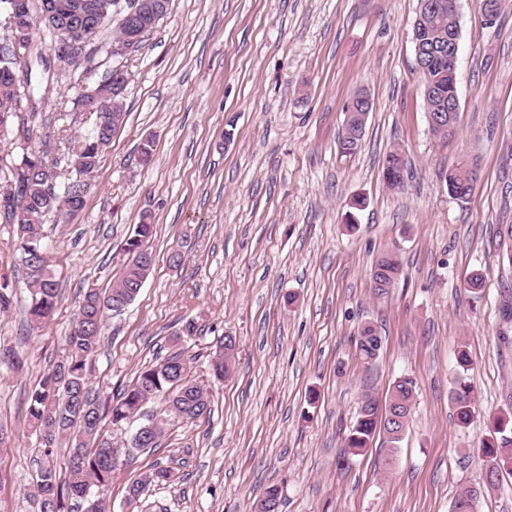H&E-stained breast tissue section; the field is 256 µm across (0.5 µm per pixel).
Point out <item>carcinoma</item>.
<instances>
[{"instance_id": "carcinoma-1", "label": "carcinoma", "mask_w": 512, "mask_h": 512, "mask_svg": "<svg viewBox=\"0 0 512 512\" xmlns=\"http://www.w3.org/2000/svg\"><path fill=\"white\" fill-rule=\"evenodd\" d=\"M17 3L26 19L27 30L34 43L28 60L20 64L10 55L0 56V128H9L19 121L18 131L33 138L37 113L29 110L21 115L17 110L19 99L36 97L42 85L38 75L42 74L45 62L42 58V35H47L53 44L66 38L81 37V20L72 17L68 21L58 20L53 26H45L44 13L52 0H0V15L5 6ZM97 4L100 24L90 32L92 53L83 58H74L64 71L77 75V83L97 88L99 78L88 69L94 57L105 52V42L97 40L106 26L115 24L112 42H122L129 29L123 23L127 0H89ZM436 0H418V12L424 19L414 21L413 43L420 49V57L432 60L428 73L422 79L434 86L433 94L424 100L428 112L448 113V93L456 91L457 81L448 73V61L436 62L434 58L448 51V35L459 33V18L448 12L436 13L430 5ZM129 82L127 72H122L121 86L108 89L102 97L86 95L73 99L77 109L85 104L96 105L108 111L109 125L94 128L88 136L63 137L61 148L54 150L44 144L36 155L23 159L18 155L6 168L0 167V175L12 191V202L5 206L7 223L16 226L19 242L20 262L25 273V285L29 292L27 328L33 332L50 317L57 303L58 288L53 270L46 256L44 221L51 214L74 216L85 206L87 183L84 176L92 173L98 165L100 155L109 145L119 125L126 116L124 91ZM364 127L360 126L352 112L346 113V127L339 143L344 155H352L361 147ZM79 160L72 177L57 196L46 197L44 177L54 164L67 155ZM404 161L399 152L387 154L383 177L392 189L403 186ZM476 163L473 161L452 168L445 175L450 194L463 199L472 189L476 178ZM155 225L143 217L136 225L133 235L122 246L126 256L122 272L112 288L104 293H87L79 306L75 324L67 336V352L53 370L44 375L28 396L27 419L35 435L46 428L52 429L53 442L38 443L37 468L32 473L34 512H73L85 493L105 492L112 479V471L118 461V450L112 447V438L103 429V420L109 419L112 426L121 428L141 415L144 406L159 396L167 398L168 415L179 420L194 421L209 411V402L203 388L189 378V361L184 352L173 353L161 361L140 370L133 383L105 403L90 383L88 364L97 355L104 335L107 315H117L137 297L152 266L153 254L148 243L154 234ZM400 274V263L394 252L381 256L372 269V288L376 295L389 293ZM236 348L231 337H224L219 351L213 356L210 372L218 380L224 379L232 367ZM381 349V340L373 328L363 327L355 341L356 356L365 363L374 361ZM456 366L448 389V401L453 416L460 427L469 426L477 412L474 389L468 381L472 360L465 349L459 346L455 356ZM413 399V381L409 378L396 380L388 390L385 409H380L377 398L367 395L362 401L356 423L344 440V448L351 455H358L371 447L374 440H382L384 462L393 463L398 445L403 439ZM164 418H152L151 437L145 442L132 438L131 445L137 448H156L162 435ZM67 443L72 448L69 469L66 475L59 474L55 455L59 445ZM486 462L484 484L465 487L459 491L452 506L470 502V512H477V504L484 493L497 489L503 473H512V413L493 418L489 437L481 447L474 449ZM171 471L159 467L140 476L129 486L128 499L136 502L146 486L160 485L170 481Z\"/></svg>"}]
</instances>
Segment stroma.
<instances>
[{
  "mask_svg": "<svg viewBox=\"0 0 512 512\" xmlns=\"http://www.w3.org/2000/svg\"><path fill=\"white\" fill-rule=\"evenodd\" d=\"M417 11L418 0H171L138 49L94 58L97 71L129 72L127 115L84 210L44 226L59 284L52 317L28 333L21 282L0 309V349L25 359L19 370L0 365V424L12 431L0 443V512H31L28 394L62 359L86 292L111 288L146 216L157 226L154 267L134 302L108 316L91 383L101 397L119 393L180 349L211 413L168 421L144 451L130 447L137 422L114 431L110 512H251L271 485L280 512H450L462 487L482 481L473 450L512 406V321L502 316L512 301L502 235L512 224V0L491 28L477 0H460L459 120L445 139L428 127ZM360 91L372 109L360 150L345 157V110ZM74 96L70 74L58 73L34 147L93 130ZM395 149L399 190L382 175ZM465 157L479 176L461 200L444 175ZM392 248L402 271L378 297L371 267ZM476 271L478 294L465 287ZM366 325L382 340L369 364L354 344ZM227 334L238 349L217 381L209 364ZM461 342L479 408L465 428L448 403ZM400 376L416 387L395 466L384 469L375 446L344 455L363 398H384ZM158 467L173 482L127 507L131 482Z\"/></svg>",
  "mask_w": 512,
  "mask_h": 512,
  "instance_id": "stroma-1",
  "label": "stroma"
}]
</instances>
